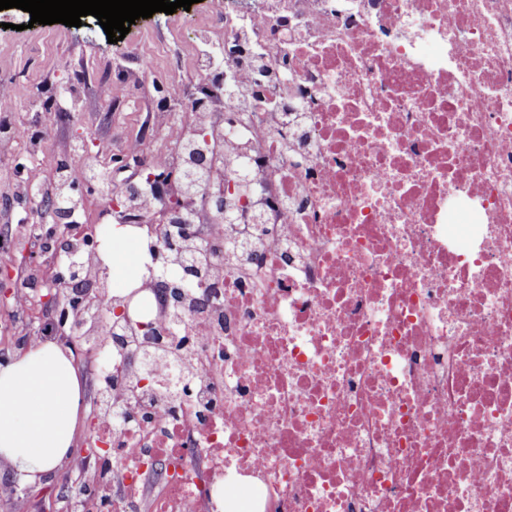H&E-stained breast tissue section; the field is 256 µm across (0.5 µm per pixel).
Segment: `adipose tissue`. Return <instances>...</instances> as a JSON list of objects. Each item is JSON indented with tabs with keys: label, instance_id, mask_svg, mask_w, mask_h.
<instances>
[{
	"label": "adipose tissue",
	"instance_id": "ef3b65f1",
	"mask_svg": "<svg viewBox=\"0 0 512 512\" xmlns=\"http://www.w3.org/2000/svg\"><path fill=\"white\" fill-rule=\"evenodd\" d=\"M83 385L72 353L53 341L30 343L0 364V461L20 482L48 481L72 461Z\"/></svg>",
	"mask_w": 512,
	"mask_h": 512
}]
</instances>
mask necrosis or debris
Masks as SVG:
<instances>
[{"instance_id":"necrosis-or-debris-1","label":"necrosis or debris","mask_w":512,"mask_h":512,"mask_svg":"<svg viewBox=\"0 0 512 512\" xmlns=\"http://www.w3.org/2000/svg\"><path fill=\"white\" fill-rule=\"evenodd\" d=\"M196 31L94 85L117 110L165 78L120 153L202 171L173 212L136 175L95 194L178 291L104 280L131 321L73 319L124 407L94 483L123 512H512V0H224ZM43 148L0 129V193ZM47 188L88 257L106 225Z\"/></svg>"}]
</instances>
